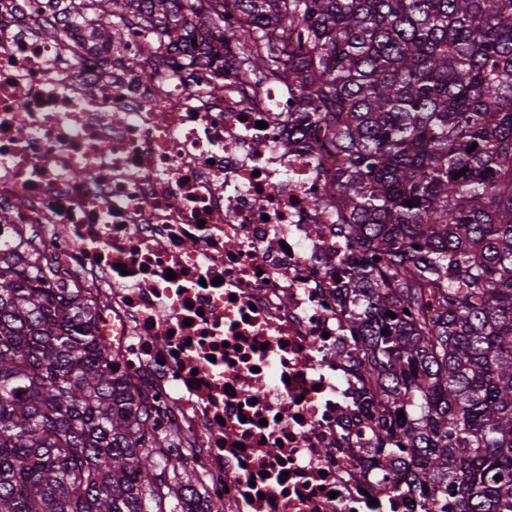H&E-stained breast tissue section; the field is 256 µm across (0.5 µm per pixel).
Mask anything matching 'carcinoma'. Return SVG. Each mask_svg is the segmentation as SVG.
Listing matches in <instances>:
<instances>
[{"mask_svg": "<svg viewBox=\"0 0 512 512\" xmlns=\"http://www.w3.org/2000/svg\"><path fill=\"white\" fill-rule=\"evenodd\" d=\"M38 14L65 50L72 15L89 52L135 33L165 47L147 79L231 54L229 81L292 91L284 148L334 158L321 202L360 251L332 270L361 452L408 468L431 512H512V0H43ZM101 314L37 249L0 256V512H224L173 411L114 372Z\"/></svg>", "mask_w": 512, "mask_h": 512, "instance_id": "1", "label": "carcinoma"}]
</instances>
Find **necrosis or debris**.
Listing matches in <instances>:
<instances>
[{
  "label": "necrosis or debris",
  "instance_id": "1",
  "mask_svg": "<svg viewBox=\"0 0 512 512\" xmlns=\"http://www.w3.org/2000/svg\"><path fill=\"white\" fill-rule=\"evenodd\" d=\"M36 17L0 0V250L38 232L106 296L118 372L154 379L224 512H425L410 470L342 463L370 445L330 270L355 247L314 204L316 161L282 148L288 94L143 82L137 36L60 69Z\"/></svg>",
  "mask_w": 512,
  "mask_h": 512
}]
</instances>
